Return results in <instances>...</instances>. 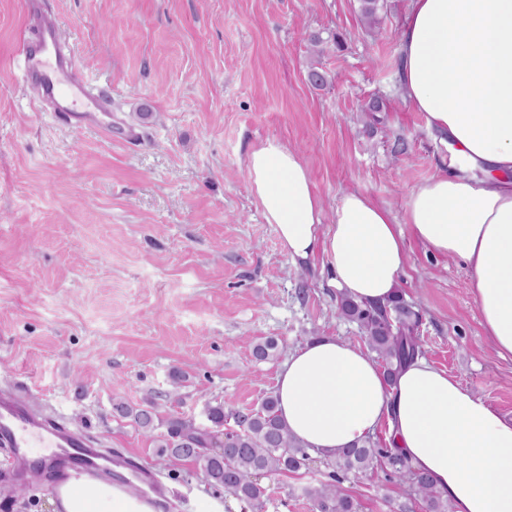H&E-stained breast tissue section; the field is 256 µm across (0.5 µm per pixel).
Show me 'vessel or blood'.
<instances>
[{"label":"vessel or blood","mask_w":512,"mask_h":512,"mask_svg":"<svg viewBox=\"0 0 512 512\" xmlns=\"http://www.w3.org/2000/svg\"><path fill=\"white\" fill-rule=\"evenodd\" d=\"M16 57L24 83L37 89L60 124L92 127L107 138L124 133V126L112 121L107 94L93 91L80 73L54 19L28 15L17 36ZM0 446L11 452L12 479L35 483L45 473L72 483L90 476L108 478L116 490L135 491L164 512H175L178 506L153 471L113 460L82 432L32 409L18 388L0 391ZM35 448L41 451L36 461L31 458Z\"/></svg>","instance_id":"vessel-or-blood-1"}]
</instances>
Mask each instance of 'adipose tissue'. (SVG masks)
Listing matches in <instances>:
<instances>
[{"instance_id": "adipose-tissue-1", "label": "adipose tissue", "mask_w": 512, "mask_h": 512, "mask_svg": "<svg viewBox=\"0 0 512 512\" xmlns=\"http://www.w3.org/2000/svg\"><path fill=\"white\" fill-rule=\"evenodd\" d=\"M399 36L406 100L448 140L450 170L414 187L405 222L359 192L332 220L302 155L276 139L246 160L251 191L283 251L325 257L332 283L356 301L386 302L407 261L405 236L462 259L481 325L512 355V0H410ZM277 409L291 435L333 455L389 425V444L430 475L453 512H512V422L425 359L389 382L376 361L339 337L295 348L277 373ZM56 512H146L89 478L60 484Z\"/></svg>"}]
</instances>
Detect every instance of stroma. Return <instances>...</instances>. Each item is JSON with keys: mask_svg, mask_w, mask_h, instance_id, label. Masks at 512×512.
I'll list each match as a JSON object with an SVG mask.
<instances>
[{"mask_svg": "<svg viewBox=\"0 0 512 512\" xmlns=\"http://www.w3.org/2000/svg\"><path fill=\"white\" fill-rule=\"evenodd\" d=\"M409 3L384 0L375 35L358 0H41L83 76L139 134L131 143L59 125L37 103L15 58L24 0H0V388L23 383L34 408L151 467L182 492L179 512H240L192 462L166 468L112 405L154 394L161 417L203 426L208 405H258L296 347L360 344L324 258L282 251L246 158L279 139L307 160L325 212L352 191L403 221L410 191L448 164L446 139L401 92ZM316 35L328 41L318 57ZM373 97L386 109L372 120L362 107ZM400 139L407 154L394 151ZM405 247L399 290L422 317L426 360L512 421V358L484 336L464 264L410 236ZM268 337L279 353L257 360ZM175 369L187 375L176 393ZM327 472L316 454L300 473L265 478L266 512H312L303 489ZM342 486L359 512H426L380 469Z\"/></svg>", "mask_w": 512, "mask_h": 512, "instance_id": "obj_1", "label": "stroma"}]
</instances>
